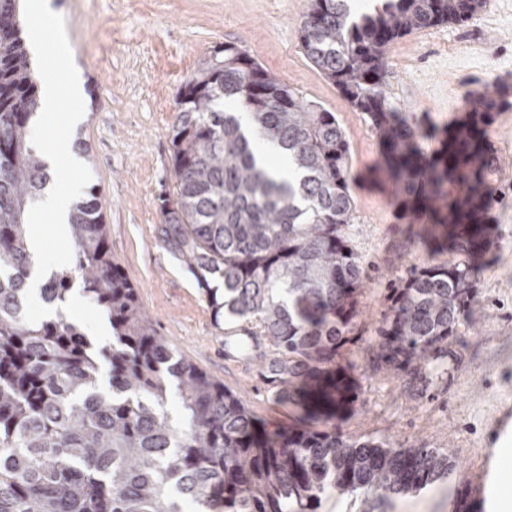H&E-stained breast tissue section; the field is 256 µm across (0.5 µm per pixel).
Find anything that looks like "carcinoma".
Masks as SVG:
<instances>
[{
  "mask_svg": "<svg viewBox=\"0 0 512 512\" xmlns=\"http://www.w3.org/2000/svg\"><path fill=\"white\" fill-rule=\"evenodd\" d=\"M19 2L0 0V512H319L333 495L361 503L348 512H391L397 499L447 483L454 464L441 449L352 439L333 426L359 398L339 362L358 340L364 285L348 232L350 144L336 113L236 42L216 45L176 95L175 185L160 195V234L204 287L215 323H255L248 335L266 345L258 359L271 397L296 424L269 427L156 332L112 261L93 186L72 206L69 237L109 341L92 343L61 314L22 320L26 216L50 175L30 142L41 102ZM481 9L482 0H381L359 14L353 0H312L298 28L305 57L378 132L394 204L425 221L432 251L451 255L388 289L377 351L393 370L442 368L476 298L474 258L496 183L488 127L504 100L465 97L459 121L428 150L433 135L389 102L388 51ZM263 144L286 159L288 177L258 159ZM72 270L43 283L45 303L66 301ZM173 393L177 422L166 411Z\"/></svg>",
  "mask_w": 512,
  "mask_h": 512,
  "instance_id": "obj_1",
  "label": "carcinoma"
}]
</instances>
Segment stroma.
<instances>
[{
	"label": "stroma",
	"instance_id": "35a3bbf8",
	"mask_svg": "<svg viewBox=\"0 0 512 512\" xmlns=\"http://www.w3.org/2000/svg\"><path fill=\"white\" fill-rule=\"evenodd\" d=\"M65 19L85 104L81 137L92 155L112 257L124 268L158 333L252 413L288 424L247 348L246 322H215L202 287L160 239L158 196L172 187L170 128L175 98L217 44L241 43L264 68L311 102L335 112L350 143L357 219L349 235L366 280L357 297L358 340L347 357L361 388L338 426L406 448H444L456 463L451 482L400 498L394 512H486L497 487L512 488V437L489 418L512 401V173L498 176L489 244L480 259L477 300L449 339L442 377L380 364L376 329L386 290L409 269L432 262L417 225L392 206L393 186L376 173L380 141L361 113L305 58L298 26L308 0H52ZM512 91V0H484L463 24L424 28L389 50L387 92L394 106L444 129L465 94ZM491 446L496 468L483 491L464 478Z\"/></svg>",
	"mask_w": 512,
	"mask_h": 512
}]
</instances>
